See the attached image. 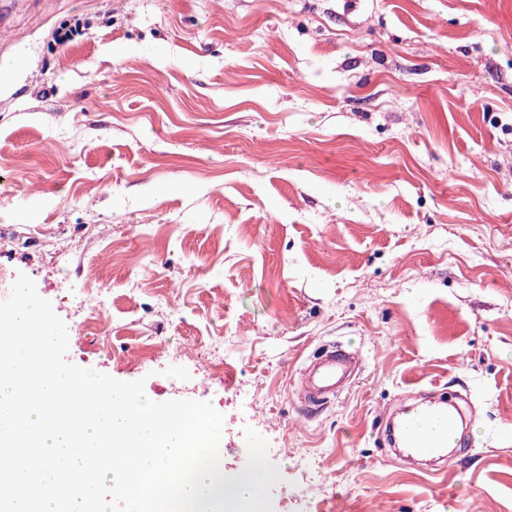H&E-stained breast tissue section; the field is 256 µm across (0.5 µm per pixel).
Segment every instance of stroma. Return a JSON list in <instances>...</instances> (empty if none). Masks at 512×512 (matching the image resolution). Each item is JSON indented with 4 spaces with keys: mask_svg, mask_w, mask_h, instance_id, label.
Here are the masks:
<instances>
[{
    "mask_svg": "<svg viewBox=\"0 0 512 512\" xmlns=\"http://www.w3.org/2000/svg\"><path fill=\"white\" fill-rule=\"evenodd\" d=\"M82 33L58 44L57 31ZM0 272L154 401H220L224 465L268 442L273 512H512V0H0ZM360 376L305 412L329 342ZM196 354L182 381L121 365ZM234 384L197 390L199 361ZM476 418L444 476L383 409ZM107 289L98 288L95 297L92 300L84 299L80 306L81 317L74 322L75 343L77 351L81 357L88 362L92 355L87 350V346H92L94 336L93 331H97L100 326V316L104 309V296ZM92 337V339H91Z\"/></svg>",
    "mask_w": 512,
    "mask_h": 512,
    "instance_id": "obj_1",
    "label": "stroma"
}]
</instances>
